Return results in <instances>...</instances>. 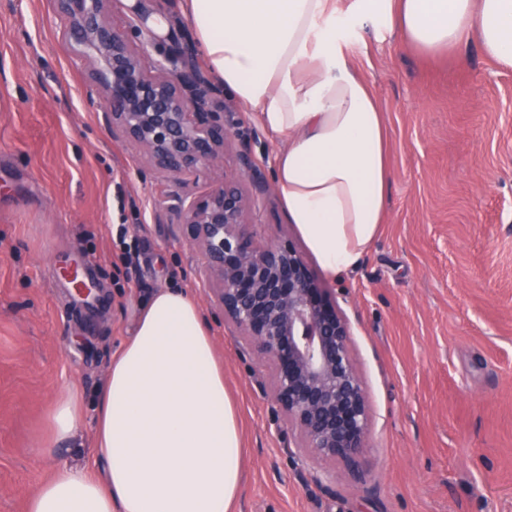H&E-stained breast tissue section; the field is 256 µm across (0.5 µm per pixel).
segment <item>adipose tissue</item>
Listing matches in <instances>:
<instances>
[{
    "label": "adipose tissue",
    "mask_w": 512,
    "mask_h": 512,
    "mask_svg": "<svg viewBox=\"0 0 512 512\" xmlns=\"http://www.w3.org/2000/svg\"><path fill=\"white\" fill-rule=\"evenodd\" d=\"M212 77L280 146L283 209L322 270H353L383 222L385 128L335 31L333 0H180ZM356 23L425 54L469 43L512 66V0H352ZM91 462L58 470L26 512H233L238 412L199 305L162 288L140 306L99 391Z\"/></svg>",
    "instance_id": "obj_1"
}]
</instances>
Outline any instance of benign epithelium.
I'll use <instances>...</instances> for the list:
<instances>
[{"label": "benign epithelium", "instance_id": "benign-epithelium-1", "mask_svg": "<svg viewBox=\"0 0 512 512\" xmlns=\"http://www.w3.org/2000/svg\"><path fill=\"white\" fill-rule=\"evenodd\" d=\"M72 20L75 50L109 100L112 131L133 140L150 163L174 176L224 158L229 131L217 88L195 64L190 39L173 38L157 67L106 19L112 0H58ZM250 187H224L179 201L183 233L204 255L224 318L249 337L274 370L271 393L305 447L350 463L365 447L370 408L355 367L349 322L287 237L255 242L245 215L268 192L261 170L238 156Z\"/></svg>", "mask_w": 512, "mask_h": 512}]
</instances>
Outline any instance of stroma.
<instances>
[{
    "mask_svg": "<svg viewBox=\"0 0 512 512\" xmlns=\"http://www.w3.org/2000/svg\"><path fill=\"white\" fill-rule=\"evenodd\" d=\"M339 34L383 114L390 170L377 239L354 271L323 279L370 406L350 465L285 422L270 361L225 321L180 224L179 198L220 188L245 152L270 183L250 231L302 245L272 184L278 139L224 93L223 165L161 172L113 136L58 0H0V512H25L45 479L86 463L112 356L168 287L200 304L238 409L236 512H512V68L474 44L426 57L369 25ZM83 264L101 302L63 274ZM69 394L84 422L44 447Z\"/></svg>",
    "mask_w": 512,
    "mask_h": 512,
    "instance_id": "1",
    "label": "stroma"
}]
</instances>
